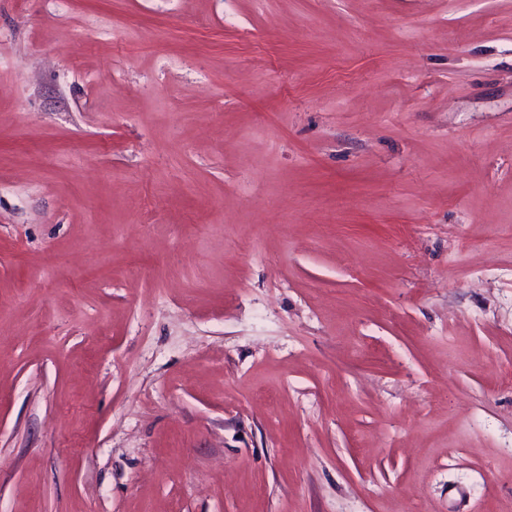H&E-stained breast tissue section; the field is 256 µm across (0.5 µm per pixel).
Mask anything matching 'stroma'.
<instances>
[{
	"mask_svg": "<svg viewBox=\"0 0 512 512\" xmlns=\"http://www.w3.org/2000/svg\"><path fill=\"white\" fill-rule=\"evenodd\" d=\"M512 512V0H0V512Z\"/></svg>",
	"mask_w": 512,
	"mask_h": 512,
	"instance_id": "stroma-1",
	"label": "stroma"
}]
</instances>
